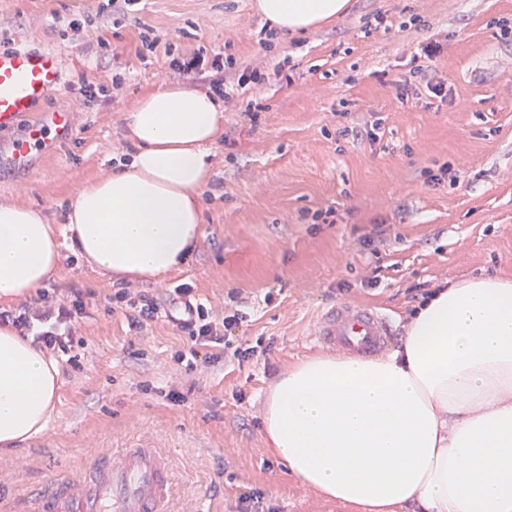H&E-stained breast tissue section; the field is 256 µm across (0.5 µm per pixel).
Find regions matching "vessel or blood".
Returning a JSON list of instances; mask_svg holds the SVG:
<instances>
[{"label":"vessel or blood","mask_w":512,"mask_h":512,"mask_svg":"<svg viewBox=\"0 0 512 512\" xmlns=\"http://www.w3.org/2000/svg\"><path fill=\"white\" fill-rule=\"evenodd\" d=\"M62 84V59L49 49L19 45L0 49V171L32 170L36 158L72 141L70 113L43 112L47 94ZM317 345L346 356L379 355L394 336L380 311L340 303L322 313ZM175 487L169 456L154 448L99 453L76 476L55 475L20 496L1 497L0 512H172Z\"/></svg>","instance_id":"b4317fda"}]
</instances>
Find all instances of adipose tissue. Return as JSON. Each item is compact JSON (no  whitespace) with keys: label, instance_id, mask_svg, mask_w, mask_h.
<instances>
[{"label":"adipose tissue","instance_id":"obj_1","mask_svg":"<svg viewBox=\"0 0 512 512\" xmlns=\"http://www.w3.org/2000/svg\"><path fill=\"white\" fill-rule=\"evenodd\" d=\"M255 9L299 34L342 16L349 0H256ZM127 126L135 153L82 186L65 229L92 267L155 279L203 235L198 197L224 111L175 82L140 98ZM60 248L40 210L0 205V299L39 288ZM59 388L57 362L0 327V446L40 434ZM263 425L290 472L328 499L368 512L414 501L424 512H512V278L436 291L383 357L299 362L270 388Z\"/></svg>","mask_w":512,"mask_h":512}]
</instances>
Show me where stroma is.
<instances>
[{
  "label": "stroma",
  "mask_w": 512,
  "mask_h": 512,
  "mask_svg": "<svg viewBox=\"0 0 512 512\" xmlns=\"http://www.w3.org/2000/svg\"><path fill=\"white\" fill-rule=\"evenodd\" d=\"M104 0H0V36L60 53L62 85L42 110L71 114L75 139L28 172L0 174V204L33 206L64 226L88 180L108 175L131 152L125 117L136 100L180 77L167 44L206 58L232 56L224 135L199 200L203 237L181 269L136 282L155 293L190 284L199 302L224 312L227 292L245 302L239 344L271 348L244 364L173 369L185 337L167 318L129 332L111 296L115 277L87 265L70 243L52 285L89 294L83 341L59 357V400L47 428L0 450V487L24 490L58 473L79 474L99 452L149 445L169 455L173 512H235L237 497L262 492L276 512H367L330 500L290 473L264 440L262 414L276 379L322 354L312 332L323 310L372 305L403 339L421 285L480 275L512 276V0H350L342 17L303 34L269 37L255 0H143L115 17ZM79 20L105 41L87 48L67 35ZM163 44L141 52L146 28ZM439 55L421 49L431 35ZM259 69V84L238 86ZM124 74L112 90L115 74ZM406 77L411 89L395 87ZM443 83L447 100L430 90ZM106 87L94 104L76 101L81 84ZM261 105L251 120L248 103ZM379 123L376 141L344 128ZM450 165L456 184L431 186L426 171ZM335 209L334 223L315 211ZM389 230L375 249L358 239ZM377 284L365 285L371 271ZM184 393L183 403L164 398Z\"/></svg>",
  "instance_id": "stroma-1"
}]
</instances>
